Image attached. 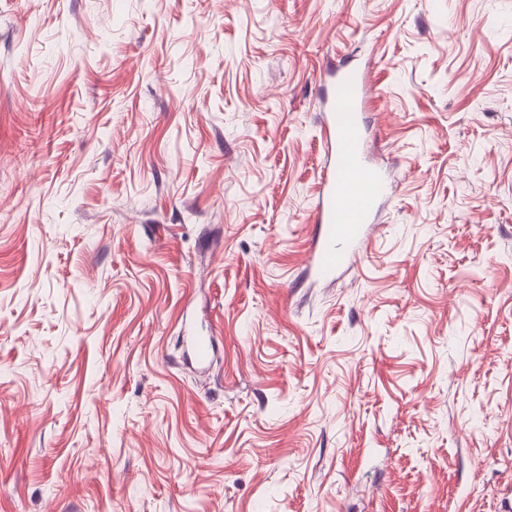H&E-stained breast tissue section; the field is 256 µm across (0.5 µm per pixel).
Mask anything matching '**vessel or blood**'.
<instances>
[{
	"mask_svg": "<svg viewBox=\"0 0 512 512\" xmlns=\"http://www.w3.org/2000/svg\"><path fill=\"white\" fill-rule=\"evenodd\" d=\"M334 85L323 99L322 133L330 152L321 172L311 212V243L306 272L314 281L332 282L367 246L373 219L390 190L384 173L373 167L360 119L371 87L351 66L334 68Z\"/></svg>",
	"mask_w": 512,
	"mask_h": 512,
	"instance_id": "vessel-or-blood-1",
	"label": "vessel or blood"
}]
</instances>
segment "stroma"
Returning <instances> with one entry per match:
<instances>
[{
    "label": "stroma",
    "mask_w": 512,
    "mask_h": 512,
    "mask_svg": "<svg viewBox=\"0 0 512 512\" xmlns=\"http://www.w3.org/2000/svg\"><path fill=\"white\" fill-rule=\"evenodd\" d=\"M0 512H512V0H0ZM334 85L323 98L322 133L330 152L321 172L311 212V243L306 272L315 282L330 283L353 264L369 243L373 219L390 190L384 173L373 167L365 148L360 111L371 87L355 67L329 68Z\"/></svg>",
    "instance_id": "35a3bbf8"
}]
</instances>
